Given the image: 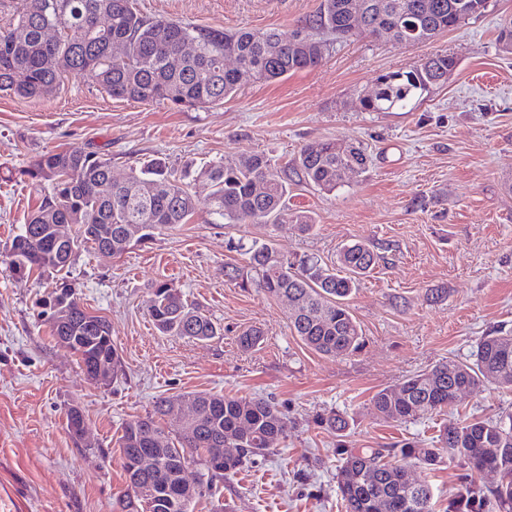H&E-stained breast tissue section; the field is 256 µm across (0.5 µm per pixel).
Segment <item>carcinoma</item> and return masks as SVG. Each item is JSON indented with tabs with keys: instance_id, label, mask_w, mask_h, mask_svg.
Listing matches in <instances>:
<instances>
[{
	"instance_id": "cac0c4a2",
	"label": "carcinoma",
	"mask_w": 512,
	"mask_h": 512,
	"mask_svg": "<svg viewBox=\"0 0 512 512\" xmlns=\"http://www.w3.org/2000/svg\"><path fill=\"white\" fill-rule=\"evenodd\" d=\"M365 22L392 25L411 14L418 33L427 42L459 25L461 0H365ZM347 0H320L303 25L312 37L306 50L297 47L298 30H223L162 17H150L135 7V0H19L12 22L0 27V91L21 99L54 94L67 74L77 75L100 87L112 98L144 104L169 101L177 106L208 108L233 97L239 87L238 70L258 81H273L290 73L311 69L323 59L326 41H345L353 36L346 10ZM59 30L49 44L43 30ZM197 52L174 66L170 59L187 41ZM282 45L278 56L268 54L267 43ZM121 42L125 53L112 56V44ZM51 57L65 60L67 68L48 66ZM97 62L95 73L85 71V58ZM235 58L237 67L226 60ZM454 57L434 54L380 81L365 112L411 109L434 88L448 82ZM26 74L16 86L13 76ZM370 163L366 148L353 142L325 139L305 144L293 158L291 170L320 190L333 193L342 185L345 171L365 172ZM110 161L93 152L50 150L29 162L21 175L41 192V201L23 230L11 242L6 265L12 277L23 281L33 274L54 275L69 267L79 249H99L112 242V254L125 252L131 242L121 238L126 224H138L135 243L154 237L163 229L188 222L198 206L187 183L161 159L148 160L130 169L121 182L109 178ZM211 186L206 207L216 224H257L266 230L262 239L232 245L246 255V265L228 266L224 276L241 288H257L270 298L291 294L300 303L289 316L293 332L315 352L340 357L359 351L364 344L360 325L352 315L348 298L360 277L372 270L380 256L369 246L349 243L337 253L336 265L312 255L284 256L274 247L282 231L309 233L314 224L304 211L288 212V170L271 163L264 154H251L234 162H213L196 175ZM153 194H140L145 186ZM68 225V251L62 258L47 248L51 225ZM66 299L72 307L67 324H51L57 341L76 354L83 372L100 357L112 359V377L122 371L112 342L110 322L89 312L75 289L54 282L48 301ZM147 312L158 332L166 336L207 341L220 328L202 310L188 303L168 282L152 289ZM263 332L250 328L238 336L239 345L253 349ZM494 384L512 387V336L487 334L479 340L471 361L453 359L419 371L394 387H384L371 399L376 414L388 422L416 423L444 414L456 401L460 388L472 390ZM199 403L197 417L177 428L178 440L154 446L164 437L158 418L166 415L171 399L155 402L154 414L128 422L120 437L121 458L137 448H148L161 467L147 474L124 469L128 492L121 512H192L201 495L200 486H189L182 477L187 456H200L212 483L237 473L246 463L274 451L286 437L288 419L278 405L263 397L239 398L210 392H189ZM318 422L339 433L347 419L334 411L318 416ZM223 448H237L238 455L224 462L218 472L212 463ZM336 482L344 512H379L377 504L390 503L389 512H433L428 486L411 478L414 463L436 466L445 459L463 463L471 472L493 471L500 483L492 487L463 482L448 502V512H483L495 502L501 512H512V415L449 421L443 424L435 444L428 448L402 442L395 449L341 448Z\"/></svg>"
}]
</instances>
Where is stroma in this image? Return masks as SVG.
Returning <instances> with one entry per match:
<instances>
[{
	"label": "stroma",
	"instance_id": "obj_1",
	"mask_svg": "<svg viewBox=\"0 0 512 512\" xmlns=\"http://www.w3.org/2000/svg\"><path fill=\"white\" fill-rule=\"evenodd\" d=\"M319 3L136 0L153 17L288 31ZM510 24L512 0H491L486 13L419 46L363 31L331 44L316 68L271 82L242 78L234 98L206 109L116 100L72 75L46 98L0 92V252L37 203L19 172L49 150L97 153L117 180L162 158L191 177L199 201L188 223L121 255L82 249L67 271L81 304L111 324L123 373L107 385L88 380L53 337L39 305L50 281H16L0 263V512H120L123 425L152 412L158 398L192 391L270 397L288 418L276 451L203 492L194 512L220 503L231 512H342L339 447L428 443L441 422L512 413V389L494 385L465 391L448 414L417 423L383 421L371 407L383 387L441 361L470 360L481 336H512V53L497 42ZM433 54L457 61L447 84L409 112L362 111L358 97L380 75ZM321 139L362 143L372 163L333 193L293 186L289 209L309 212L314 226L278 234L275 246L330 260L362 242L380 254L349 302L365 345L337 358L294 335L284 301L226 281L225 264L244 263L232 242L264 230L214 223L210 187L194 178L203 165L252 153L281 167ZM162 280L204 309L220 335L159 334L146 303ZM251 326L263 341L245 351L237 337ZM73 406L88 429L81 440L67 426ZM332 410L347 418L344 434L317 423ZM464 472L450 462L414 467L413 476L431 486L435 512H447Z\"/></svg>",
	"mask_w": 512,
	"mask_h": 512
}]
</instances>
